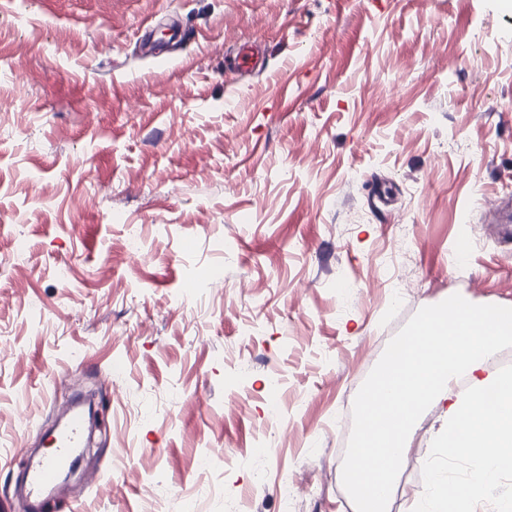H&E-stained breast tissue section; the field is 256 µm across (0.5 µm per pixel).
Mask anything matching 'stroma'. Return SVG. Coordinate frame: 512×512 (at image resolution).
Returning a JSON list of instances; mask_svg holds the SVG:
<instances>
[{
  "label": "stroma",
  "mask_w": 512,
  "mask_h": 512,
  "mask_svg": "<svg viewBox=\"0 0 512 512\" xmlns=\"http://www.w3.org/2000/svg\"><path fill=\"white\" fill-rule=\"evenodd\" d=\"M456 293L512 307V0H0V512L76 386L44 512H356L336 421Z\"/></svg>",
  "instance_id": "stroma-1"
}]
</instances>
